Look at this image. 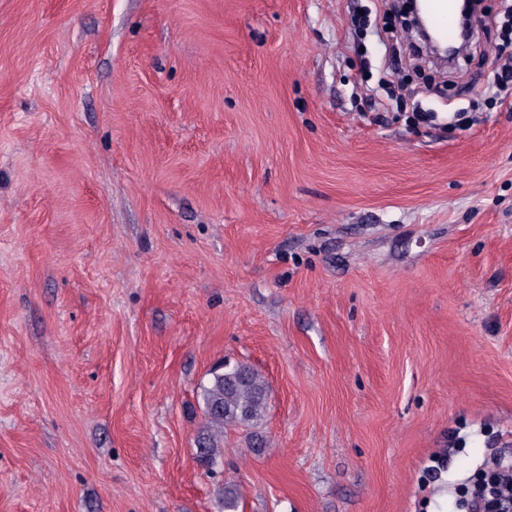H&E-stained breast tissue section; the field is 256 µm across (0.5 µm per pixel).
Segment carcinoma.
<instances>
[{"label":"carcinoma","instance_id":"carcinoma-1","mask_svg":"<svg viewBox=\"0 0 512 512\" xmlns=\"http://www.w3.org/2000/svg\"><path fill=\"white\" fill-rule=\"evenodd\" d=\"M199 407L202 424L194 437L196 463L213 471L224 450V429L244 427L252 430L253 448H260L262 437L254 428L267 409L268 384L262 375L244 362H224L210 370L209 380L200 385ZM241 496L237 485L224 484L221 512H240Z\"/></svg>","mask_w":512,"mask_h":512}]
</instances>
